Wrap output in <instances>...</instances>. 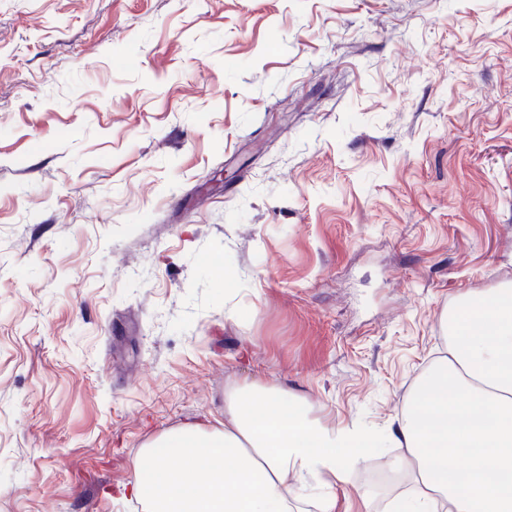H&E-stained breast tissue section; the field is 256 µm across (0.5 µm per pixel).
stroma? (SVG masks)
<instances>
[{"instance_id": "obj_1", "label": "stroma", "mask_w": 512, "mask_h": 512, "mask_svg": "<svg viewBox=\"0 0 512 512\" xmlns=\"http://www.w3.org/2000/svg\"><path fill=\"white\" fill-rule=\"evenodd\" d=\"M512 284V0H0V512H145L243 382L392 433Z\"/></svg>"}]
</instances>
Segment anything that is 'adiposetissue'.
Masks as SVG:
<instances>
[{
	"mask_svg": "<svg viewBox=\"0 0 512 512\" xmlns=\"http://www.w3.org/2000/svg\"><path fill=\"white\" fill-rule=\"evenodd\" d=\"M448 354L419 379L392 461L410 489L390 512H512V288L467 293L445 311ZM333 429L307 399L245 383L224 399V421L189 422L141 451L128 492L148 512H335L337 481L379 447Z\"/></svg>",
	"mask_w": 512,
	"mask_h": 512,
	"instance_id": "adipose-tissue-1",
	"label": "adipose tissue"
}]
</instances>
